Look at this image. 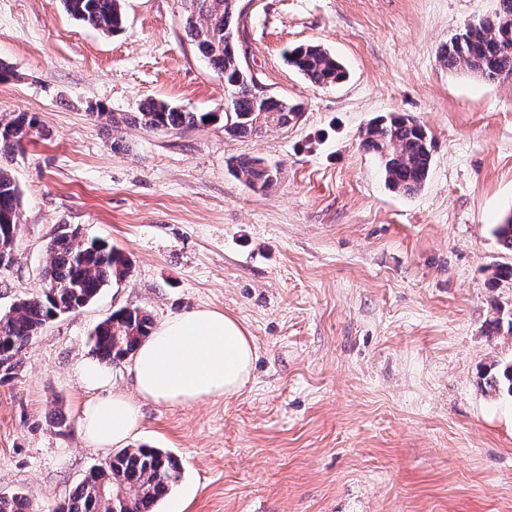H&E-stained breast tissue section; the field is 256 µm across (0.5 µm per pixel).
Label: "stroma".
<instances>
[{"instance_id":"35a3bbf8","label":"stroma","mask_w":512,"mask_h":512,"mask_svg":"<svg viewBox=\"0 0 512 512\" xmlns=\"http://www.w3.org/2000/svg\"><path fill=\"white\" fill-rule=\"evenodd\" d=\"M498 0H251L236 43L267 94L301 103L297 124L248 138L205 127L128 125L110 114L155 99L223 112L224 80L185 29L181 0H121L120 31L62 0H0V122L37 127L5 165L20 191L0 313L41 291L59 226L127 255L126 279L47 323L0 383V496L53 512L109 456L83 439L76 367L88 336L123 308L155 323L223 311L256 352L236 394L141 404L127 447L176 456L156 512H512V398L482 377L512 359V265L492 233L512 214V78L488 82L439 59ZM315 43L348 79L317 88L288 49ZM390 112L433 141L424 186L388 189L365 127ZM242 156L279 168L250 190Z\"/></svg>"}]
</instances>
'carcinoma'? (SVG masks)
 Returning <instances> with one entry per match:
<instances>
[{
    "instance_id": "cac0c4a2",
    "label": "carcinoma",
    "mask_w": 512,
    "mask_h": 512,
    "mask_svg": "<svg viewBox=\"0 0 512 512\" xmlns=\"http://www.w3.org/2000/svg\"><path fill=\"white\" fill-rule=\"evenodd\" d=\"M186 29L199 54L224 79L230 99L224 109V132L252 137L270 127H288L301 117L300 105L282 97L259 98L253 77L242 68L235 48L233 21L239 14L238 0H184ZM65 10L76 20L104 33L121 29L120 0H63ZM440 61L448 69H466L487 81L512 78V0H499L491 19L467 23L442 46ZM288 63L316 87L342 83L347 72L335 55L318 44H303L288 53ZM212 112H192L164 102L148 101L138 111L112 116V128L140 124L155 130L206 125ZM35 118L17 114L0 129V158L21 148L34 128ZM363 148L374 154L386 186L412 194L427 180L432 165V139L424 124L399 113L377 117L362 134ZM234 175L253 191H267L278 181V168L261 157H242L233 165ZM21 193L10 171L0 164V226L18 229ZM503 249L512 252V214L493 229ZM130 260L98 240H80L79 228L61 226L47 244L42 271V293L15 303L0 315V381L17 375L19 354L39 334L46 322L76 312L112 280L130 272ZM154 321L139 309H121L98 323L89 336L93 357L107 365L117 364L136 352L151 335ZM491 393L512 396V361L485 377ZM181 476L179 460L159 448H122L101 467L83 477L68 499L54 512H154ZM123 502L113 509L112 495ZM0 512H32L21 494L0 496Z\"/></svg>"
}]
</instances>
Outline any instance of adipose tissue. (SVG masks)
Returning a JSON list of instances; mask_svg holds the SVG:
<instances>
[{"mask_svg":"<svg viewBox=\"0 0 512 512\" xmlns=\"http://www.w3.org/2000/svg\"><path fill=\"white\" fill-rule=\"evenodd\" d=\"M255 361L244 327L224 312L198 308L158 326L138 347L133 377L138 399L121 393L81 408L84 437L99 448L123 444L141 421L140 400L188 405L239 392Z\"/></svg>","mask_w":512,"mask_h":512,"instance_id":"adipose-tissue-1","label":"adipose tissue"}]
</instances>
